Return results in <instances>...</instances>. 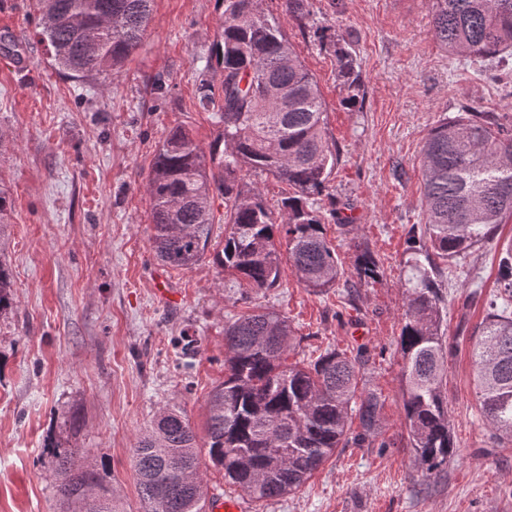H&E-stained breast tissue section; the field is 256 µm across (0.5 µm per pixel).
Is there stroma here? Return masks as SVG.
<instances>
[{
	"label": "stroma",
	"mask_w": 512,
	"mask_h": 512,
	"mask_svg": "<svg viewBox=\"0 0 512 512\" xmlns=\"http://www.w3.org/2000/svg\"><path fill=\"white\" fill-rule=\"evenodd\" d=\"M314 75L340 158L327 237L346 284L314 294L288 262L278 287L232 286L211 258L190 269L154 255L146 181L175 126L209 147L222 131L198 105L201 74L219 78L212 44L220 0H154L140 47L119 72L74 79L51 67L35 0H0V183L13 205L0 221V262L13 302L0 312V512H71L57 490L59 451L49 435L84 449L123 512H141L133 449L165 407L203 432L207 400L224 380V325L262 306L288 317L296 337L284 365L336 349L369 361L361 389L381 401L371 446L337 449L304 485L248 512H512V442H496L481 415L472 350L497 292L498 258L512 220L438 278L447 379L443 392L458 455L424 479L403 409L398 345L408 230L422 223L421 149L430 130L465 106L512 125V84L452 60L436 38L428 0H309L306 26L265 0ZM329 27L356 49L363 104L342 103ZM164 81L155 90V81ZM379 264L356 285L361 250ZM482 297L467 299L466 275ZM198 339L183 355V338Z\"/></svg>",
	"instance_id": "obj_1"
}]
</instances>
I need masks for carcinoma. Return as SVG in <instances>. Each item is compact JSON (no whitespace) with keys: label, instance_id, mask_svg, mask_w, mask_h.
I'll return each mask as SVG.
<instances>
[{"label":"carcinoma","instance_id":"cac0c4a2","mask_svg":"<svg viewBox=\"0 0 512 512\" xmlns=\"http://www.w3.org/2000/svg\"><path fill=\"white\" fill-rule=\"evenodd\" d=\"M152 0H36L38 35L51 65L74 78L116 70L141 45ZM224 24L213 42L220 86L200 80L198 102L219 112L224 130L206 152L189 129L176 126L159 143L146 183L156 257L190 269L211 242L213 200L224 199V246L215 263L241 288L279 285L284 237L288 261L314 293L336 286L345 271L325 233L317 207L330 196L339 149L328 134L327 110L317 81L294 50L277 17L261 0H222ZM435 36L452 56H469L492 68L512 58V0H429ZM299 23L308 0H284ZM343 104L362 105L356 51L333 39ZM224 149H219V143ZM255 172L288 187L278 211L261 189L244 181ZM423 220L409 230L410 255L420 271L406 289L399 336L403 358L405 427L416 461L429 478L455 459L457 448L442 394L445 357L442 307L435 259L456 264L512 219V128L491 112L467 107L445 118L422 150ZM430 268H425L421 260ZM359 280H374L377 262L358 256ZM13 287L0 262V311ZM503 306L489 303L473 348L481 414L495 440L512 441V245L498 261ZM293 330L269 309L224 325V382L208 399L205 438L185 413L166 407L135 443L133 458L143 512H206L201 452L224 472V481L256 502L278 499L301 487L338 448L371 443L381 403L358 392L368 362L336 350L313 364L282 367ZM360 430L351 431L350 413ZM80 453L69 448L57 470L58 491L79 512H122L92 470L73 469Z\"/></svg>","mask_w":512,"mask_h":512}]
</instances>
